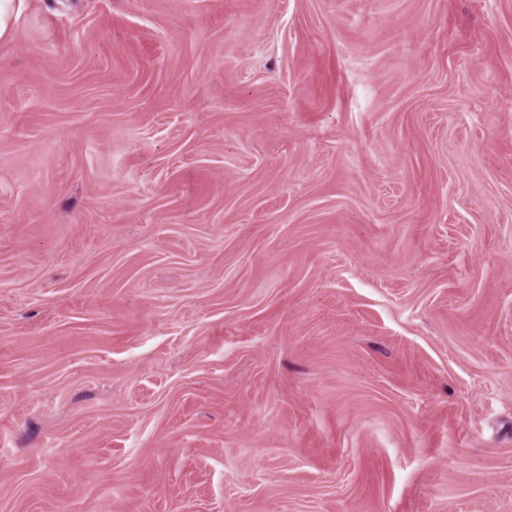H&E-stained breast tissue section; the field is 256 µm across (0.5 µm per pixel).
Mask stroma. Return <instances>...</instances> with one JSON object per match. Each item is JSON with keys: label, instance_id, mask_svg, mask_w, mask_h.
Returning a JSON list of instances; mask_svg holds the SVG:
<instances>
[{"label": "stroma", "instance_id": "obj_1", "mask_svg": "<svg viewBox=\"0 0 512 512\" xmlns=\"http://www.w3.org/2000/svg\"><path fill=\"white\" fill-rule=\"evenodd\" d=\"M0 512H512V0H31Z\"/></svg>", "mask_w": 512, "mask_h": 512}]
</instances>
